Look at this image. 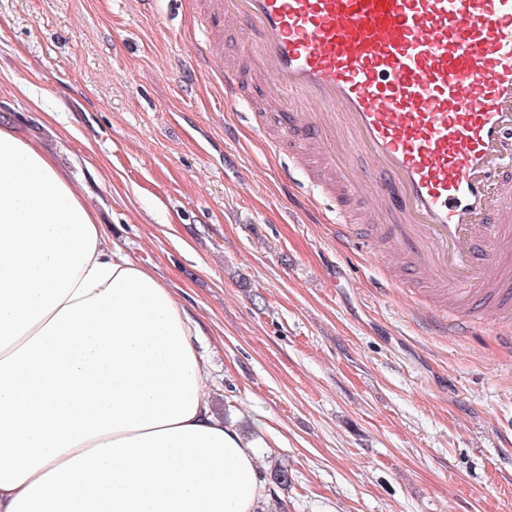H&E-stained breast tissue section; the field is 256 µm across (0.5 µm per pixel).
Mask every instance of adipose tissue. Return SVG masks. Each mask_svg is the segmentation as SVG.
I'll return each instance as SVG.
<instances>
[{"label":"adipose tissue","instance_id":"adipose-tissue-1","mask_svg":"<svg viewBox=\"0 0 512 512\" xmlns=\"http://www.w3.org/2000/svg\"><path fill=\"white\" fill-rule=\"evenodd\" d=\"M198 331L38 143L0 125V512H260Z\"/></svg>","mask_w":512,"mask_h":512}]
</instances>
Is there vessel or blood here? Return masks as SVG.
<instances>
[{
    "instance_id": "1",
    "label": "vessel or blood",
    "mask_w": 512,
    "mask_h": 512,
    "mask_svg": "<svg viewBox=\"0 0 512 512\" xmlns=\"http://www.w3.org/2000/svg\"><path fill=\"white\" fill-rule=\"evenodd\" d=\"M233 22L256 74L245 84L220 42L196 47L228 101L276 116L273 146L335 198L342 245L364 186L376 238L423 275L425 317L448 330L490 288L512 302V0H218L214 27ZM323 112L308 113L312 103ZM364 166L336 162L346 145Z\"/></svg>"
}]
</instances>
